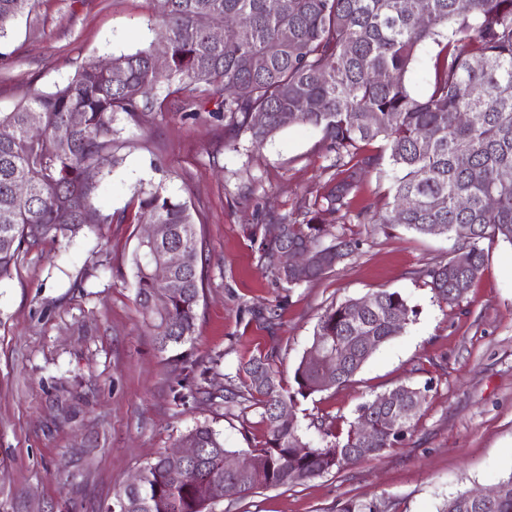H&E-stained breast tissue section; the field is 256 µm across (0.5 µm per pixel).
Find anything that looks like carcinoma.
<instances>
[{"mask_svg":"<svg viewBox=\"0 0 512 512\" xmlns=\"http://www.w3.org/2000/svg\"><path fill=\"white\" fill-rule=\"evenodd\" d=\"M168 45L157 64L152 46L112 54L108 65H81L63 86L0 112V280L18 271L40 242L75 237L88 224L112 223L94 206L104 179L101 155L118 141V115L137 122L168 98L188 93L218 96V111L261 146L290 122L320 129L333 154L334 183L307 208L299 224L283 220L280 233L259 247L261 267L294 287L332 270L356 248L344 237L325 242L328 226L352 221L400 224L419 234L455 239L448 259L427 271L434 294L458 303L485 261L484 239L512 245V0H152ZM35 0H0V35ZM239 21L235 36L217 42L213 19ZM434 45L433 81L425 95L408 76L418 52ZM82 114V125L70 122ZM466 112L455 124L450 116ZM386 142L392 200L369 214L351 209L360 172L381 165L358 158L361 144ZM25 186L19 195L15 187ZM494 199L490 206L488 199ZM153 225L131 255L136 301L161 353L195 333L203 288L197 266L192 206L172 197L164 183L137 194L136 220ZM311 246L320 262L305 270L275 265L285 247ZM172 249L186 264L160 280L156 268ZM158 296L168 299L159 309ZM417 315L398 292L348 299L320 318L294 371L295 386L277 380L276 355L260 354L239 369L248 400L268 427L251 449L243 473L224 471L231 450L211 427L197 425L178 445L201 449L194 461L160 454L143 468L136 487L114 495L121 512H215L210 486L224 483L230 500L257 489L294 487L402 444L415 426L428 387L400 384L398 402L382 395L362 403L347 429L323 430L325 445L303 436L295 412L300 399L349 382L374 350L402 335ZM336 366L337 372L330 371ZM288 410V419L279 411ZM371 428L370 438L363 427ZM495 503H475L459 492L440 512H512V475ZM338 512H390L383 497L348 500Z\"/></svg>","mask_w":512,"mask_h":512,"instance_id":"obj_1","label":"carcinoma"}]
</instances>
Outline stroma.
Masks as SVG:
<instances>
[{"label":"stroma","instance_id":"1","mask_svg":"<svg viewBox=\"0 0 512 512\" xmlns=\"http://www.w3.org/2000/svg\"><path fill=\"white\" fill-rule=\"evenodd\" d=\"M151 0H36L0 38V112L64 85L85 62L147 46ZM185 95L140 123L118 118L103 157L96 207L111 223L26 253L0 281V512H106L115 491L199 424L240 453L268 428L244 401L226 406L237 367L277 352L284 387L320 317L350 298L398 292L417 311L345 385L302 400L297 420L320 444V424L346 426L357 407L400 384L429 386L404 443L295 487L258 489L217 512H336L385 496L393 512H438L461 491L512 475V245L483 241V271L460 303L438 300L426 272L452 239L402 227L336 224L357 241L321 278L287 288L259 263L267 225L302 220L332 177L321 130L288 125L253 147L217 110ZM165 183L195 210L203 292L184 349L212 400L182 403L181 378L157 351L135 300L131 253L140 188ZM277 308L274 328L256 313Z\"/></svg>","mask_w":512,"mask_h":512}]
</instances>
